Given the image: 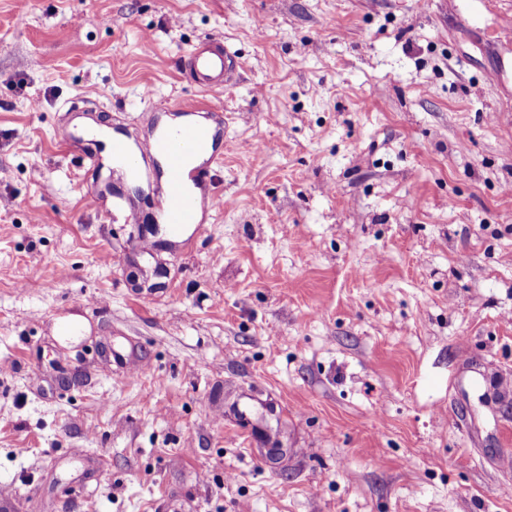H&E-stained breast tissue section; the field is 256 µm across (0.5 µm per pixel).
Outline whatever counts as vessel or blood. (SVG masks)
<instances>
[{
  "label": "vessel or blood",
  "instance_id": "vessel-or-blood-1",
  "mask_svg": "<svg viewBox=\"0 0 512 512\" xmlns=\"http://www.w3.org/2000/svg\"><path fill=\"white\" fill-rule=\"evenodd\" d=\"M187 67L198 86L207 93L218 96L233 81L237 62L223 43L206 40L191 51ZM208 109V104L200 101L186 102L177 108L182 118L181 123L166 136L146 140L133 148L119 137L111 141L112 155L130 165L158 155L167 157L165 200L161 210L165 223L183 226L200 221V206L185 191L182 160L194 153L204 138H220V123L211 122L203 126L196 121L198 114Z\"/></svg>",
  "mask_w": 512,
  "mask_h": 512
}]
</instances>
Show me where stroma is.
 Instances as JSON below:
<instances>
[{"label":"stroma","instance_id":"obj_1","mask_svg":"<svg viewBox=\"0 0 512 512\" xmlns=\"http://www.w3.org/2000/svg\"><path fill=\"white\" fill-rule=\"evenodd\" d=\"M212 37L241 62L205 180L230 204L177 237L160 163L129 177L84 130L154 136ZM492 376L512 382V0H0L21 512H512Z\"/></svg>","mask_w":512,"mask_h":512}]
</instances>
